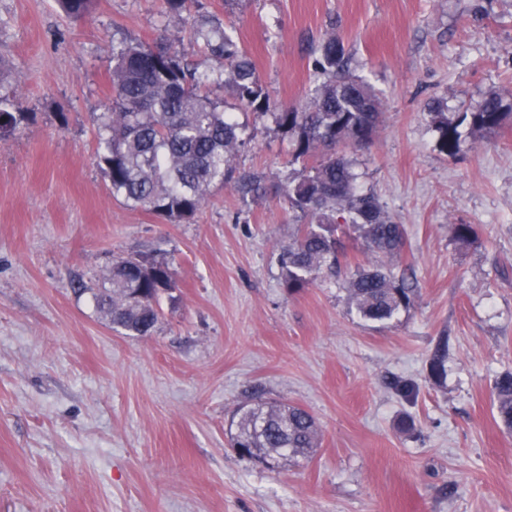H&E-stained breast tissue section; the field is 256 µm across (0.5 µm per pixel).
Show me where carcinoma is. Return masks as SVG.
I'll return each mask as SVG.
<instances>
[{
  "label": "carcinoma",
  "instance_id": "carcinoma-1",
  "mask_svg": "<svg viewBox=\"0 0 512 512\" xmlns=\"http://www.w3.org/2000/svg\"><path fill=\"white\" fill-rule=\"evenodd\" d=\"M197 43L221 66L196 74L173 46L149 47L137 40L112 43V106L98 117V166L112 196L133 209L168 223L190 221L215 186L232 184L243 202L267 195L265 177L237 172L232 160L244 144L240 125L210 93L229 86L239 102L258 116L272 115L288 136L291 162L302 170L280 187L299 227L279 253L281 279L295 293L318 278L332 279L347 266L338 230L352 229L364 250L378 258L399 257L406 244L403 225L394 222L371 191L356 185L353 161L345 148L369 146L381 116V99L349 67L343 44L330 35L314 61L316 83L301 106L271 99L256 68L235 36L220 25L193 27ZM512 111L496 94L486 95L466 112L448 114L443 104L429 105L438 133L436 148L455 158L476 137L501 126ZM27 112L12 111L0 98V138L29 123ZM176 288L172 263L163 255L139 254L112 261L93 293L97 308L112 328L130 336H150L161 314L162 295ZM357 312L385 322L413 305L414 283L384 265L357 268L347 282ZM448 341L437 348L429 377H446ZM497 416L512 430V372L494 384ZM231 446L240 455L276 468L288 457H308L319 444V425L306 409L258 395L240 405L231 420Z\"/></svg>",
  "mask_w": 512,
  "mask_h": 512
}]
</instances>
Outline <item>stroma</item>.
Returning a JSON list of instances; mask_svg holds the SVG:
<instances>
[{"label":"stroma","instance_id":"1","mask_svg":"<svg viewBox=\"0 0 512 512\" xmlns=\"http://www.w3.org/2000/svg\"><path fill=\"white\" fill-rule=\"evenodd\" d=\"M202 17L288 105L306 102L323 39L343 42L383 103L370 147L346 154L405 228L391 266L414 275L409 309L365 320L341 276L283 287L288 139L231 90L218 96L247 139L233 165L265 175V202L218 186L171 224L113 198L95 122L112 42L171 43L205 72ZM0 58V96L34 115L0 139V512H512L494 396L512 371V115L451 159L426 110L512 102V0H191L185 21L163 0H94L81 19L0 0ZM459 224L476 238L460 242ZM159 250L177 287L152 336L114 331L90 285L113 257ZM257 394L314 415L312 459L272 470L231 447L232 415Z\"/></svg>","mask_w":512,"mask_h":512}]
</instances>
